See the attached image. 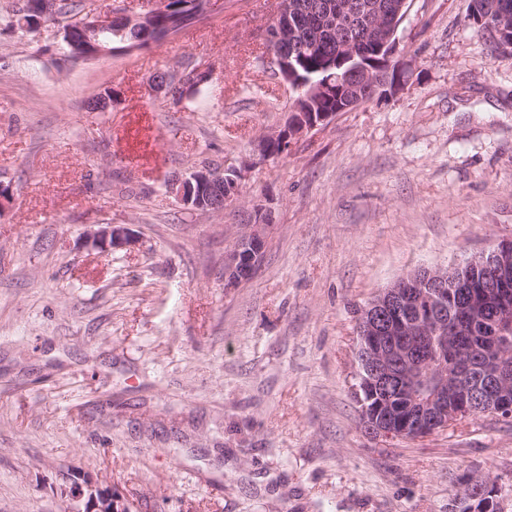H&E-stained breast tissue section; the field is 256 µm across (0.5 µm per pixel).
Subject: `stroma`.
I'll return each instance as SVG.
<instances>
[{
  "mask_svg": "<svg viewBox=\"0 0 512 512\" xmlns=\"http://www.w3.org/2000/svg\"><path fill=\"white\" fill-rule=\"evenodd\" d=\"M221 2L62 70L57 27L0 34V512H68V469L134 512H448L471 475L512 483V422L385 438L355 398L358 311L512 241V57L476 34L471 0H411L404 87L265 159L289 108L261 59L278 0ZM179 62L208 80L176 106L149 79ZM204 159L242 170L220 214L165 188ZM257 206L261 262L225 287ZM99 224L138 242L99 253Z\"/></svg>",
  "mask_w": 512,
  "mask_h": 512,
  "instance_id": "obj_1",
  "label": "stroma"
}]
</instances>
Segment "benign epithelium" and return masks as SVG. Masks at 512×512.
Returning <instances> with one entry per match:
<instances>
[{
	"label": "benign epithelium",
	"mask_w": 512,
	"mask_h": 512,
	"mask_svg": "<svg viewBox=\"0 0 512 512\" xmlns=\"http://www.w3.org/2000/svg\"><path fill=\"white\" fill-rule=\"evenodd\" d=\"M409 8V0H336V8H324L315 14L319 31L336 39L338 54L352 65L331 76L324 84L311 88L308 96L325 94L335 86L344 94L337 111L346 112L379 97L397 93L400 85L385 92H376V76L365 64L356 61L357 49L351 33L361 32L364 38H380L376 46L386 52L387 68L408 78L410 61L397 52L396 32ZM302 0H279L274 19L273 34L267 38V53L279 69L282 82L288 83V72L294 68L292 54L304 46L305 25L302 17ZM128 25L144 22V16L128 9L107 15H95L94 22L80 23L93 47L90 56L99 58L110 53L99 43L103 34L118 30L121 22ZM179 71L174 74L156 73L151 86L168 95L177 96L182 86ZM317 124L305 125L288 135L284 125L266 134V138L280 140L282 151L290 149L288 140L301 138ZM242 178L237 167L198 165L184 173H175L168 179L167 188L180 205L186 209L222 212L237 194ZM267 224H243L234 246L224 255V287L231 288L250 279L258 265ZM86 243L101 253L134 246V232L123 224H100L85 234ZM501 281H490L478 291V297L468 300L466 310L473 315L477 300L499 293ZM467 284L454 279L446 268L435 270L428 285L416 281L411 286L397 283L374 298L364 310L360 332L366 380L378 394H386L393 387L405 389L409 394L407 414L390 421L377 418L368 410L362 416L368 421L369 430L385 437L417 438L447 428L450 424L466 419L498 418L512 416V347L495 343L476 349L465 359V366L451 370L437 364V354L447 343L448 321L438 312L437 295ZM494 335L509 338L512 335V305L502 302L494 325ZM503 486L497 478L488 479L483 485L466 480L460 499L472 503L488 496H499ZM60 497L70 503V512H131L130 503L112 490L103 480L69 470L62 475L58 485Z\"/></svg>",
	"instance_id": "7a95c632"
}]
</instances>
